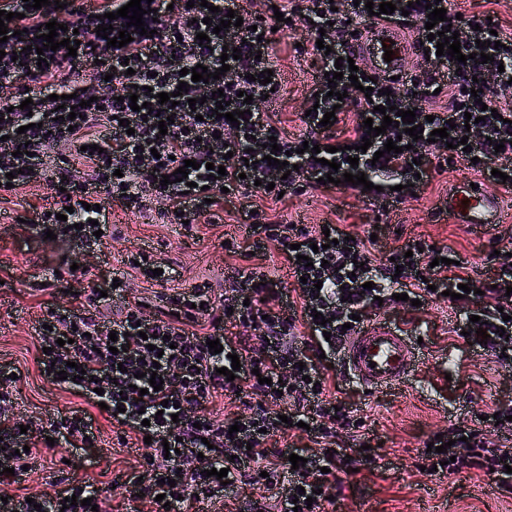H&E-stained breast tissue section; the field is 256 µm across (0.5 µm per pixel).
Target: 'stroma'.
Listing matches in <instances>:
<instances>
[{"label": "stroma", "instance_id": "stroma-1", "mask_svg": "<svg viewBox=\"0 0 512 512\" xmlns=\"http://www.w3.org/2000/svg\"><path fill=\"white\" fill-rule=\"evenodd\" d=\"M276 60L283 71L285 92L275 109L286 134L292 136L300 131L297 114L313 83L315 66L311 56H296L288 37L279 39ZM476 179L466 165H457L455 170L435 175L420 190L403 187V200L393 209L386 208L380 195L342 185L310 190L274 203L273 209L288 222L311 228L336 224L358 235L378 224V246L384 251L397 247L401 235L446 245L472 262L482 277L491 269L495 253L512 251V240L507 237L512 228L497 224L470 230L439 212L453 182ZM50 195V187L43 182L11 191L0 189V363L18 367V409L34 417L83 404L82 399L42 377L36 364L33 326L45 297L40 287L52 283V268L72 252L66 238L38 237L25 222ZM246 203L243 196H233L215 207L211 221L185 226L159 224L151 213H133L120 202L106 201L108 246L87 257L88 275L70 278L68 289L79 296L87 294L91 283L123 271L126 251L143 247L155 258L171 260L180 277L163 285L132 279L129 300H152L203 282L215 292H224L233 285L232 267L241 261L227 256L222 244L229 239L247 247L245 230L238 221ZM379 317L411 338H422L424 360L409 389L401 392L367 393L355 382H347L346 400L359 409L372 448L390 460L391 468L382 473L362 472L357 487L338 499L335 512H512V493L494 481L467 472L442 479L422 471L419 458L431 433L451 431L497 405H512V366L498 363L481 350L467 353L461 362H449L448 349L459 340L452 331L456 317L447 302H433L417 311L390 308ZM99 426L101 435L95 447L62 444L39 449L35 471L24 481L28 493L51 496L72 480L90 479L105 490V512H130L127 499L109 492L107 485L130 473L135 459L118 443L109 421L100 420Z\"/></svg>", "mask_w": 512, "mask_h": 512}]
</instances>
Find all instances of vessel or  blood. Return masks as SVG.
Instances as JSON below:
<instances>
[{"label":"vessel or blood","instance_id":"obj_1","mask_svg":"<svg viewBox=\"0 0 512 512\" xmlns=\"http://www.w3.org/2000/svg\"><path fill=\"white\" fill-rule=\"evenodd\" d=\"M392 48V59H385V48ZM415 39L402 30L380 23L350 45L353 56L373 75H401L407 58L416 56ZM444 206L454 223L471 229L512 221L499 193L485 188H472L469 181L453 184ZM341 363L358 382L369 390H403L422 357L408 336L390 326L375 322L360 328L339 347Z\"/></svg>","mask_w":512,"mask_h":512}]
</instances>
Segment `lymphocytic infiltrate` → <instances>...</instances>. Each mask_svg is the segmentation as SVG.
Wrapping results in <instances>:
<instances>
[{
    "mask_svg": "<svg viewBox=\"0 0 512 512\" xmlns=\"http://www.w3.org/2000/svg\"><path fill=\"white\" fill-rule=\"evenodd\" d=\"M128 0H99L86 6L66 0L34 10L24 0H5L1 8L12 12L9 31H21V38L0 44V83L16 85L14 96H0V188L6 184L22 188L45 181L55 192L47 212L30 220L37 234L54 231L66 236L75 254L102 249L103 239L94 234L95 224H106L103 198L118 200L133 212L157 207L161 219L177 224L210 214L225 192H245L271 200L279 194L302 195L318 186L328 166L316 160V148L335 147L334 159L341 172H364L368 179H390L422 187L430 181L436 166L428 158V142L400 135L388 127L385 134L370 137L369 151L360 154L358 166H351L345 146L361 144L368 137L365 120L381 126L378 106L396 105L415 110L417 123L425 132L447 128L448 138L436 146L443 158L471 165L484 179L493 171L507 173L512 186V105L489 93L491 84L506 85L512 80V33H494L487 19L456 17L450 0H439L448 11V22L459 31V40L474 58L490 54L491 62L478 64L474 58L459 65L450 55H438L436 42L427 38L424 6H409L408 0H391L396 12L387 18L369 15L354 0H258L254 10H245L238 0H208L207 6H188L187 0H152V10L144 14L145 35L135 36L123 47L108 46L96 34L101 14L114 12ZM235 11L242 26L214 31L222 13ZM285 20L275 23V13ZM212 24H205V17ZM407 24L413 28L421 49L430 54L417 70L400 79L370 82L366 71H358L359 87L349 78L329 85L337 58L346 56V41L354 31L379 21ZM63 24L59 39L78 30L80 44L76 56L66 48L41 49L39 28L48 22ZM306 29V48L318 63V73L307 97L311 115L301 116L302 131L288 138L281 129L278 112L271 104L284 90V77L275 61V33L291 35ZM210 40L199 43L198 33ZM237 48L240 59L230 60L229 71L220 79L191 83L176 106L159 103L158 93L176 92L179 72L196 65L209 71L221 68L224 48ZM45 67H38L39 59ZM85 68L93 69L100 88L96 104L84 105V93L75 82ZM272 70L271 84H260L263 70ZM373 86L374 98L363 89ZM148 87L137 95L143 110H132L130 95L135 87ZM52 95H45V88ZM480 88V97L470 94ZM390 96H383V89ZM223 90L231 109L248 111L240 125H232L215 114L211 94ZM75 95L80 105L75 111L57 109L55 96ZM252 103H244L243 95ZM32 99L30 109H21L24 99ZM203 99V106L190 109L189 101ZM497 110V117L483 116V108ZM339 109L350 123L342 134L323 125L326 112ZM168 117L160 126V117ZM129 127H122V120ZM479 138L471 151L460 149L467 132ZM276 137L278 152L266 143ZM401 138L406 151L389 153L386 166L374 165L375 152L387 140ZM72 145L75 156L62 163L51 160V152L61 143ZM503 150H496V143ZM25 153H18L19 145ZM99 150L88 153L90 145ZM294 165L283 174L267 155ZM197 161L188 170L187 181L161 185L185 161ZM221 165L225 176H209L207 164ZM72 206L66 220H58L65 206ZM252 252L263 253L277 244L292 278L298 284L294 295H286L275 275L257 266L239 272L230 293H215L209 284L163 297L161 304L145 307L124 302L113 315L103 309L122 288L111 282L93 285L84 302L66 307L58 294L41 301L35 333L43 352L37 357L41 376L59 382L61 388L83 398L84 406L42 420L26 418L14 410L11 364L0 365V469L22 473L35 457L34 451L47 438L81 446L97 442L98 419L93 413L98 403L108 406L106 418L117 426L119 444L135 440L138 466L127 476L124 488L140 497L137 512H191L195 504L222 499L227 489L249 484L259 489L249 512H331L329 497L342 489L343 475L353 469L378 470L376 457L366 450L338 447V430H357L361 418L342 400V387L330 381L327 362L334 359L336 346L345 334L342 327L353 316L369 320L380 308L395 306V294L427 301L434 292L457 290L468 285L470 294L452 300L457 313L455 333L464 334L467 348L485 345L497 359L512 356V304L504 302L506 287H512V265L503 263L494 273L478 279L467 263L457 262L448 246L418 249L415 238H406L390 256L373 254L370 237L347 238L344 229L331 227L329 233L271 220L265 211L242 208ZM308 256V264L298 263V255ZM484 320L487 340H480L472 316ZM241 328L238 336L225 333L226 326ZM257 329L262 348H255L247 335ZM117 333L118 352H110V333ZM219 341L222 353L210 351L208 340ZM239 362L234 380L222 375V368ZM163 379L161 390L149 387L147 376ZM266 384H259V377ZM236 399L241 409L225 418L213 416L218 398ZM238 432H231V425ZM455 442L446 452H422L426 468L437 476L453 477L475 469L490 475L504 488L512 487V447L503 444L494 420L462 424L455 428ZM273 437L288 440L305 438L310 448L268 447ZM174 442L178 450L166 454L164 442ZM306 458L305 467L293 468L290 454ZM227 469L225 480L210 476V469ZM168 502H160V495ZM76 496L78 502L65 506ZM101 505V490L82 481L56 491L49 498L36 497L27 503L25 494L9 495L0 502V512H91L84 499Z\"/></svg>",
    "mask_w": 512,
    "mask_h": 512,
    "instance_id": "lymphocytic-infiltrate-1",
    "label": "lymphocytic infiltrate"
}]
</instances>
